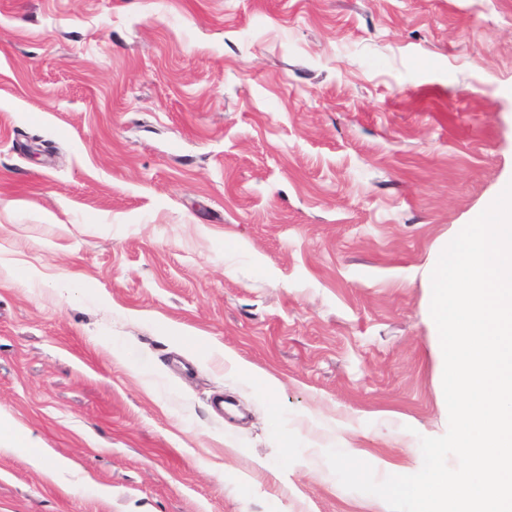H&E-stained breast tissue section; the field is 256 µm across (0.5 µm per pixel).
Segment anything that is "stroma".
Wrapping results in <instances>:
<instances>
[{
    "mask_svg": "<svg viewBox=\"0 0 512 512\" xmlns=\"http://www.w3.org/2000/svg\"><path fill=\"white\" fill-rule=\"evenodd\" d=\"M509 182L512 0H0V512H389Z\"/></svg>",
    "mask_w": 512,
    "mask_h": 512,
    "instance_id": "35a3bbf8",
    "label": "stroma"
}]
</instances>
